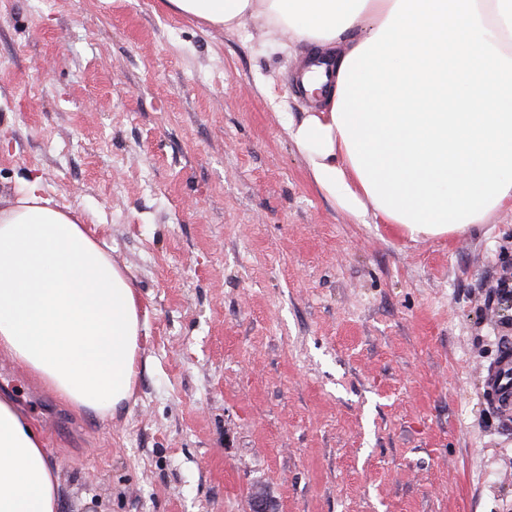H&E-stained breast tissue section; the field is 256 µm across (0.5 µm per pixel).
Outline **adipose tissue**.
<instances>
[{"label": "adipose tissue", "mask_w": 512, "mask_h": 512, "mask_svg": "<svg viewBox=\"0 0 512 512\" xmlns=\"http://www.w3.org/2000/svg\"><path fill=\"white\" fill-rule=\"evenodd\" d=\"M224 31L305 46L316 112L286 118L315 184L410 239L512 204V0H166ZM141 300L93 225L30 184L0 208V355L80 413L131 398ZM36 421L0 392V512H58Z\"/></svg>", "instance_id": "1"}]
</instances>
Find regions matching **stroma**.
I'll list each match as a JSON object with an SVG mask.
<instances>
[{
	"label": "stroma",
	"instance_id": "obj_1",
	"mask_svg": "<svg viewBox=\"0 0 512 512\" xmlns=\"http://www.w3.org/2000/svg\"><path fill=\"white\" fill-rule=\"evenodd\" d=\"M299 57L162 0H0V207L34 177L127 267L132 398L72 412L0 356L59 512H512V208L413 241L313 182ZM484 396L489 404L512 409V345H502L499 359L484 376Z\"/></svg>",
	"mask_w": 512,
	"mask_h": 512
}]
</instances>
